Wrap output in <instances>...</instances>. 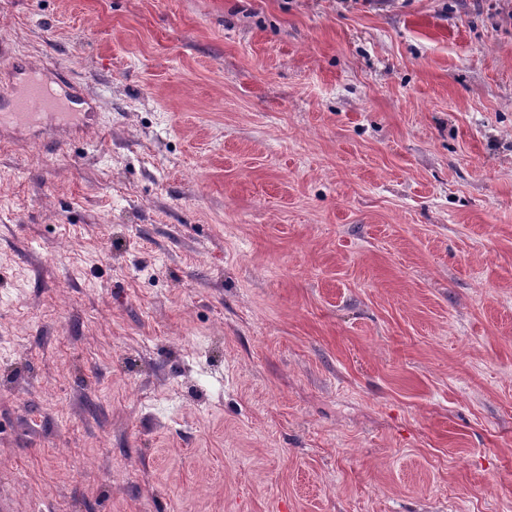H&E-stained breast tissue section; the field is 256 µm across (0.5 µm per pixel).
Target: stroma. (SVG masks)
I'll return each mask as SVG.
<instances>
[{"mask_svg": "<svg viewBox=\"0 0 512 512\" xmlns=\"http://www.w3.org/2000/svg\"><path fill=\"white\" fill-rule=\"evenodd\" d=\"M511 10L0 0L6 512H512ZM18 82L7 107H0V126L29 127L43 124L45 118L66 128L73 117V104L85 101L84 87L60 68L44 69L26 65L20 70Z\"/></svg>", "mask_w": 512, "mask_h": 512, "instance_id": "obj_1", "label": "stroma"}]
</instances>
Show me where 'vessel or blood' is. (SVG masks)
<instances>
[{"label": "vessel or blood", "instance_id": "1", "mask_svg": "<svg viewBox=\"0 0 512 512\" xmlns=\"http://www.w3.org/2000/svg\"><path fill=\"white\" fill-rule=\"evenodd\" d=\"M84 100L83 86L67 71L28 65L20 70L7 107L0 113V126L29 127L48 118L63 128L73 119L75 104Z\"/></svg>", "mask_w": 512, "mask_h": 512}]
</instances>
